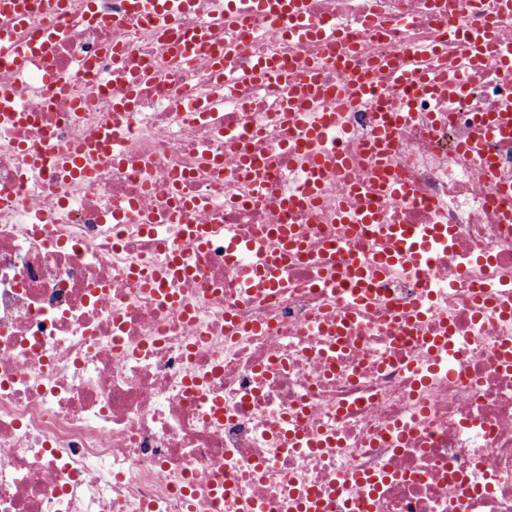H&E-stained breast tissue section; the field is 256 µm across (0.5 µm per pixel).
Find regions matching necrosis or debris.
Returning a JSON list of instances; mask_svg holds the SVG:
<instances>
[{
    "instance_id": "4bbe7bcc",
    "label": "necrosis or debris",
    "mask_w": 512,
    "mask_h": 512,
    "mask_svg": "<svg viewBox=\"0 0 512 512\" xmlns=\"http://www.w3.org/2000/svg\"><path fill=\"white\" fill-rule=\"evenodd\" d=\"M22 35L62 34L18 78L0 66L30 121L0 117V512H300L308 493L323 512H512V319L494 299L512 292V217L498 192L512 186V137L461 152L480 116L512 113V79L498 48L512 45V0H301L334 42L296 44L290 18L233 0L240 24H220L214 0H195L175 23L182 39L206 32L229 48L174 62L149 17L127 0H30ZM487 54L471 62L468 36ZM123 65L153 72L132 111L117 112ZM433 46L424 57L439 88L413 101L393 131L389 165L402 195L380 198L378 222L351 236L336 205L356 207L353 183L373 182L362 151L376 116L341 110L333 141L350 163L327 170L320 203L300 195L307 158L290 150L304 131L288 103L312 61L319 83L349 85L378 61ZM273 80H246L259 59ZM70 80L80 109L58 101L49 75ZM210 112L189 111L187 101ZM118 128L120 160L93 157L89 176L33 167L26 151L50 136L59 154ZM272 152L274 167L242 174L239 149ZM274 193L256 197L258 179ZM199 203L173 224L175 187ZM288 196L292 209L281 208ZM210 224L204 249L184 235ZM273 224L302 228L301 250L274 268L278 285L248 283L254 256L232 245ZM448 227L417 266L399 264L352 307L326 268L372 262L390 226ZM199 274L169 281V302L143 277L169 250ZM420 311L411 328L402 315ZM344 336H337L338 324ZM443 338L434 353L424 341ZM336 447L309 453L279 434L283 418Z\"/></svg>"
}]
</instances>
